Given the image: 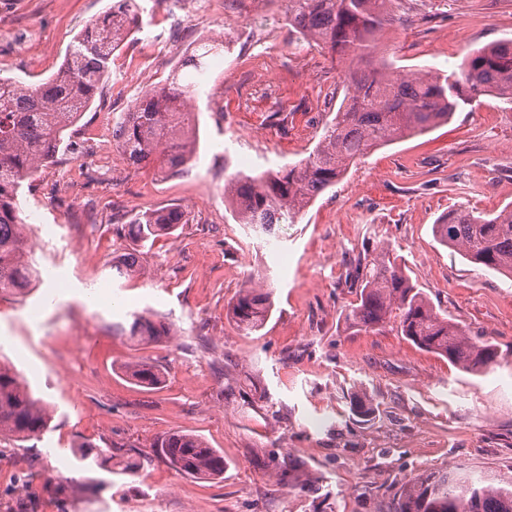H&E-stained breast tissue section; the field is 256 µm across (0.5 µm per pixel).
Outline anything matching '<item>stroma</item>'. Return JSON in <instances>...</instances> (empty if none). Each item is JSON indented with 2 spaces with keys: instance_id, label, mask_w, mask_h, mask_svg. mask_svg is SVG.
Wrapping results in <instances>:
<instances>
[{
  "instance_id": "obj_1",
  "label": "stroma",
  "mask_w": 512,
  "mask_h": 512,
  "mask_svg": "<svg viewBox=\"0 0 512 512\" xmlns=\"http://www.w3.org/2000/svg\"><path fill=\"white\" fill-rule=\"evenodd\" d=\"M113 0H0V77L55 76L86 23ZM142 16L112 56L91 106L53 159L24 182L25 226L45 272L28 295H0V364L13 366L52 420L35 438L0 436V512H389L409 478L459 469L512 478V278L441 245L432 226L465 206L512 203V102L483 97L448 123L371 151L294 224L268 240L236 223L225 175L306 158L347 89L328 54L289 31L282 0H137ZM404 25L376 55L392 73L456 68L468 49L512 40V0H395ZM224 43L190 110L199 140L184 170L159 177L127 163L112 122L200 39ZM180 207L188 221L135 246L127 225ZM398 254L413 283L500 356L473 375L395 329L365 333L345 316L360 254ZM136 252L127 279L113 258ZM270 280L274 309L245 336L227 318L245 282ZM139 311L171 326L131 346L113 322ZM144 360L145 388L125 366ZM359 392L377 406L351 413ZM186 431L224 454L220 480L182 476L156 438ZM113 448L132 470L78 461ZM126 372L136 382L146 386H156L161 383L162 373L157 367L146 361H136L126 366Z\"/></svg>"
}]
</instances>
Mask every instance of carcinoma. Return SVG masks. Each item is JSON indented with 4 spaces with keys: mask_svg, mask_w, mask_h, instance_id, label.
I'll use <instances>...</instances> for the list:
<instances>
[{
    "mask_svg": "<svg viewBox=\"0 0 512 512\" xmlns=\"http://www.w3.org/2000/svg\"><path fill=\"white\" fill-rule=\"evenodd\" d=\"M289 29L302 41L326 50L342 67L348 93L310 155L288 168L258 175L236 173L224 181V201L236 222L264 235L277 224H294L303 209L344 177L349 165L393 141L421 135L445 123L461 106L483 96L512 101V41L469 50L452 71L438 69L393 76L370 52L382 32L402 17L390 0H284ZM133 0L91 20L70 46L52 79L26 86L0 78V294L26 295L43 280L23 236L19 190L39 165L52 158L68 126L75 123L111 72L113 53L138 26ZM224 43L202 41L166 84L147 90L131 111L112 124V140L136 167L155 165L163 176L176 173L195 151L196 127L189 102L200 95L194 74L209 69ZM186 223L178 208L139 214L127 225L133 242L145 245ZM433 231L445 247L494 272L512 277V205L492 214L464 207L448 211ZM121 277L140 274L129 253L112 264ZM355 303L347 320L364 332L397 324L400 335L480 374L496 362L498 350L477 342L405 274L387 251L358 258L352 273ZM273 289L247 282L228 307L236 329L248 336L266 325ZM112 324L113 333L134 345L157 341L170 327L142 313ZM136 382L161 383L162 373L146 361L126 366ZM51 415L10 366L0 364V435L26 441L42 432ZM153 447L176 471L195 478L224 475V455L199 436L174 432ZM391 512H512V480L497 484L455 471H426L405 482Z\"/></svg>",
    "mask_w": 512,
    "mask_h": 512,
    "instance_id": "cac0c4a2",
    "label": "carcinoma"
}]
</instances>
